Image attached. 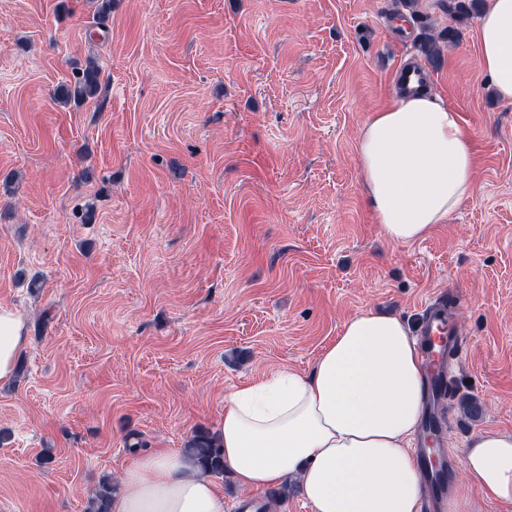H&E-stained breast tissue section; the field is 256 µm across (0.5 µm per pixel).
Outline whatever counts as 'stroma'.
<instances>
[{"instance_id": "obj_1", "label": "stroma", "mask_w": 512, "mask_h": 512, "mask_svg": "<svg viewBox=\"0 0 512 512\" xmlns=\"http://www.w3.org/2000/svg\"><path fill=\"white\" fill-rule=\"evenodd\" d=\"M0 0V512H85L128 460L217 433L224 397L309 371L372 308L452 301L448 454L512 432V103L448 0ZM458 29L438 60L411 35ZM414 60L474 134L471 197L386 241L355 145ZM92 100L63 104L88 63ZM477 401L479 417L465 405ZM25 335V317L12 308L0 306V382L13 377Z\"/></svg>"}]
</instances>
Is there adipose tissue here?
<instances>
[{"label":"adipose tissue","mask_w":512,"mask_h":512,"mask_svg":"<svg viewBox=\"0 0 512 512\" xmlns=\"http://www.w3.org/2000/svg\"><path fill=\"white\" fill-rule=\"evenodd\" d=\"M478 63L512 103V0H488ZM475 138L439 97L395 96L356 143L358 176L382 236L426 238L470 198ZM25 318L0 306V382L13 377ZM426 373L403 319L364 309L349 318L306 373L288 367L224 398L219 438L239 486L299 481L312 512H421L422 472L412 450L425 409ZM448 512L512 504V433L473 436ZM224 491L168 448L131 457L112 512H224Z\"/></svg>","instance_id":"adipose-tissue-1"}]
</instances>
